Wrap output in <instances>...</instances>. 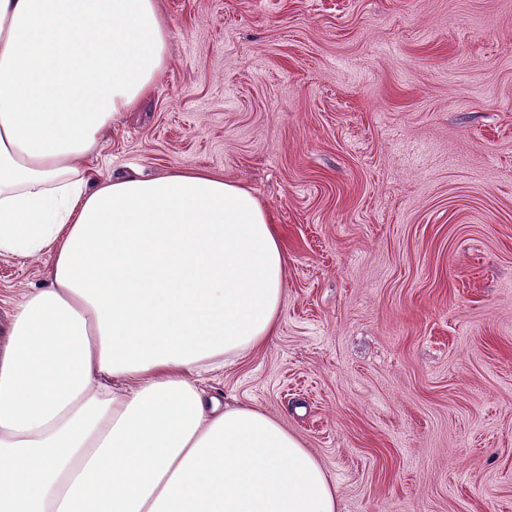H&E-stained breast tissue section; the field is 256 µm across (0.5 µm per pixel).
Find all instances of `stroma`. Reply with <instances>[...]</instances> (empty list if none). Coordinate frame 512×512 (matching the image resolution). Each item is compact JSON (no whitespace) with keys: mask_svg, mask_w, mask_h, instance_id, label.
Returning <instances> with one entry per match:
<instances>
[{"mask_svg":"<svg viewBox=\"0 0 512 512\" xmlns=\"http://www.w3.org/2000/svg\"><path fill=\"white\" fill-rule=\"evenodd\" d=\"M159 4L168 68L91 168L241 182L288 253L275 337L206 389L339 512H512V0ZM47 281L0 257V325Z\"/></svg>","mask_w":512,"mask_h":512,"instance_id":"obj_1","label":"stroma"}]
</instances>
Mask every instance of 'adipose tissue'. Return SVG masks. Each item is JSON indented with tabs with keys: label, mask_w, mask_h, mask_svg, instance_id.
I'll list each match as a JSON object with an SVG mask.
<instances>
[{
	"label": "adipose tissue",
	"mask_w": 512,
	"mask_h": 512,
	"mask_svg": "<svg viewBox=\"0 0 512 512\" xmlns=\"http://www.w3.org/2000/svg\"><path fill=\"white\" fill-rule=\"evenodd\" d=\"M168 61L158 0H0V256L49 264L0 332V512H337L295 434L200 380L277 332L268 207L84 166Z\"/></svg>",
	"instance_id": "obj_1"
}]
</instances>
